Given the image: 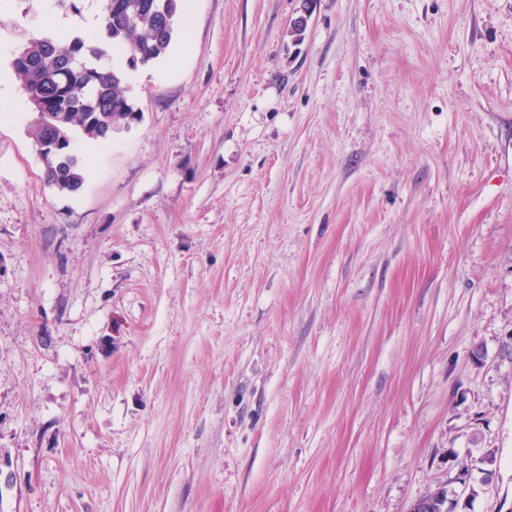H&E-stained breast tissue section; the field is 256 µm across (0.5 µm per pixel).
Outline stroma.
<instances>
[{
  "mask_svg": "<svg viewBox=\"0 0 512 512\" xmlns=\"http://www.w3.org/2000/svg\"><path fill=\"white\" fill-rule=\"evenodd\" d=\"M129 95L75 193L0 112V512H409L474 444L507 512L512 0H190Z\"/></svg>",
  "mask_w": 512,
  "mask_h": 512,
  "instance_id": "stroma-1",
  "label": "stroma"
}]
</instances>
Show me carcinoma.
<instances>
[{
    "label": "carcinoma",
    "instance_id": "obj_1",
    "mask_svg": "<svg viewBox=\"0 0 512 512\" xmlns=\"http://www.w3.org/2000/svg\"><path fill=\"white\" fill-rule=\"evenodd\" d=\"M113 0H104L99 24L112 47L125 52L126 65L109 64L94 71L72 66L79 58L107 56L102 46L80 36L32 39L14 54L12 70L23 89L35 92L48 112L64 113L65 148L42 150L51 130L39 121L31 127L46 181L60 192L75 193L84 183L85 165L75 136L99 141L112 129L127 127L138 113L128 95L125 67L147 65L163 57L176 34L184 0H123L117 13Z\"/></svg>",
    "mask_w": 512,
    "mask_h": 512
}]
</instances>
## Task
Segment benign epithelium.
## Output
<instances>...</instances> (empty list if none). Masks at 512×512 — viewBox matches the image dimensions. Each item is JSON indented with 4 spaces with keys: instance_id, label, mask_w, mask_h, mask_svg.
Wrapping results in <instances>:
<instances>
[{
    "instance_id": "obj_1",
    "label": "benign epithelium",
    "mask_w": 512,
    "mask_h": 512,
    "mask_svg": "<svg viewBox=\"0 0 512 512\" xmlns=\"http://www.w3.org/2000/svg\"><path fill=\"white\" fill-rule=\"evenodd\" d=\"M470 466L467 475L457 474V479L448 481V489L431 491L415 500L409 512H448V504L459 499L471 500L478 494V488L488 486L497 477L494 452L483 450L479 454L469 453ZM480 474L474 480L473 472Z\"/></svg>"
}]
</instances>
